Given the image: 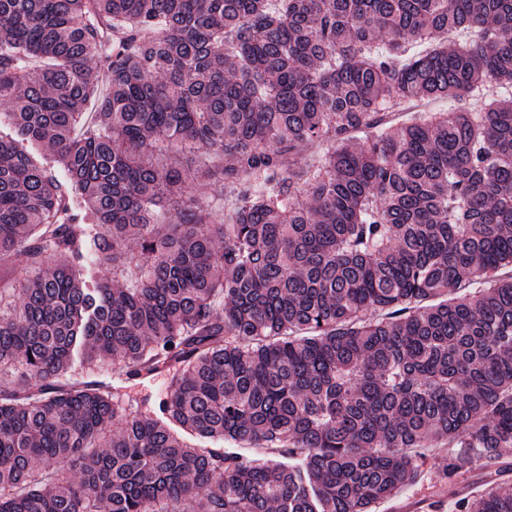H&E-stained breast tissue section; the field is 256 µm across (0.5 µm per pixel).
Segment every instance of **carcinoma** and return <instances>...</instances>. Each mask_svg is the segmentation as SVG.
<instances>
[{
    "mask_svg": "<svg viewBox=\"0 0 512 512\" xmlns=\"http://www.w3.org/2000/svg\"><path fill=\"white\" fill-rule=\"evenodd\" d=\"M510 87L512 0H0V512H372L404 448L499 458ZM106 361L162 418L59 383Z\"/></svg>",
    "mask_w": 512,
    "mask_h": 512,
    "instance_id": "carcinoma-1",
    "label": "carcinoma"
}]
</instances>
